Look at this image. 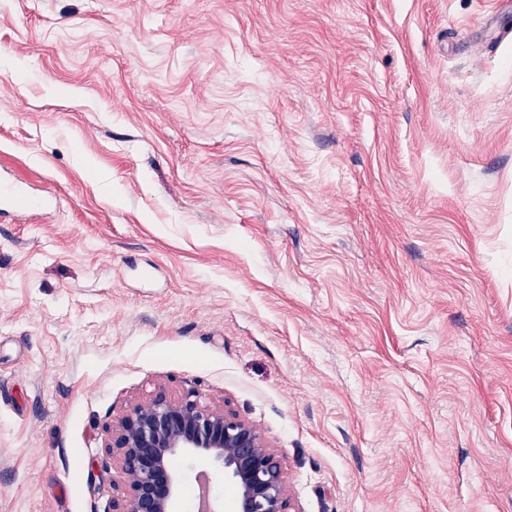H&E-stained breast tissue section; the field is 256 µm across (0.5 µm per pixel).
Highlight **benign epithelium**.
I'll list each match as a JSON object with an SVG mask.
<instances>
[{"mask_svg": "<svg viewBox=\"0 0 512 512\" xmlns=\"http://www.w3.org/2000/svg\"><path fill=\"white\" fill-rule=\"evenodd\" d=\"M105 429L106 453L127 481L111 512H178V456L204 459L232 481L233 512H294L277 450L250 421L202 404L193 391L179 399L158 391Z\"/></svg>", "mask_w": 512, "mask_h": 512, "instance_id": "1", "label": "benign epithelium"}]
</instances>
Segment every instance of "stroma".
I'll use <instances>...</instances> for the list:
<instances>
[{
    "mask_svg": "<svg viewBox=\"0 0 512 512\" xmlns=\"http://www.w3.org/2000/svg\"><path fill=\"white\" fill-rule=\"evenodd\" d=\"M511 28L0 0V178L55 203L0 216V512H108L104 424L161 389L254 424L295 512H512Z\"/></svg>",
    "mask_w": 512,
    "mask_h": 512,
    "instance_id": "obj_1",
    "label": "stroma"
}]
</instances>
